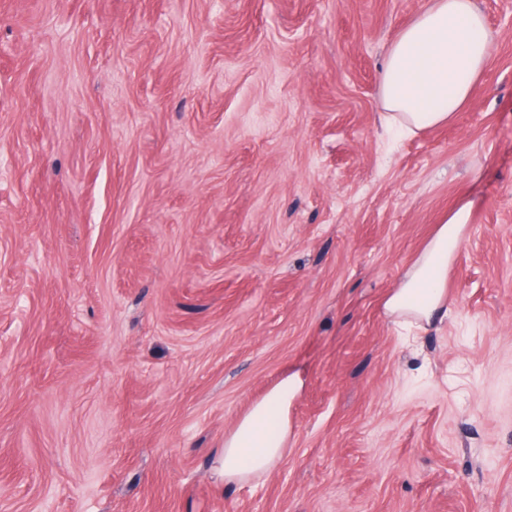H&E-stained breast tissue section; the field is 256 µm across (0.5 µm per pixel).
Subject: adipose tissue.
Listing matches in <instances>:
<instances>
[{
  "label": "adipose tissue",
  "mask_w": 512,
  "mask_h": 512,
  "mask_svg": "<svg viewBox=\"0 0 512 512\" xmlns=\"http://www.w3.org/2000/svg\"><path fill=\"white\" fill-rule=\"evenodd\" d=\"M491 50L475 0H432L389 48L379 88L386 124L412 133L451 121L474 99ZM472 210L464 202L438 227L387 299L392 317L423 325L446 311L448 267ZM300 386L297 376H285L225 436L215 462L225 482L248 483L284 457L288 411Z\"/></svg>",
  "instance_id": "ef3b65f1"
}]
</instances>
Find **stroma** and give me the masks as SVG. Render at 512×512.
<instances>
[{"mask_svg":"<svg viewBox=\"0 0 512 512\" xmlns=\"http://www.w3.org/2000/svg\"><path fill=\"white\" fill-rule=\"evenodd\" d=\"M429 0H0V512H512V0L451 123ZM473 201L449 307L384 303ZM287 453L214 470L284 376ZM491 50L475 0H433L389 48L379 88L385 123L412 133L451 121L474 99Z\"/></svg>","mask_w":512,"mask_h":512,"instance_id":"obj_1","label":"stroma"}]
</instances>
